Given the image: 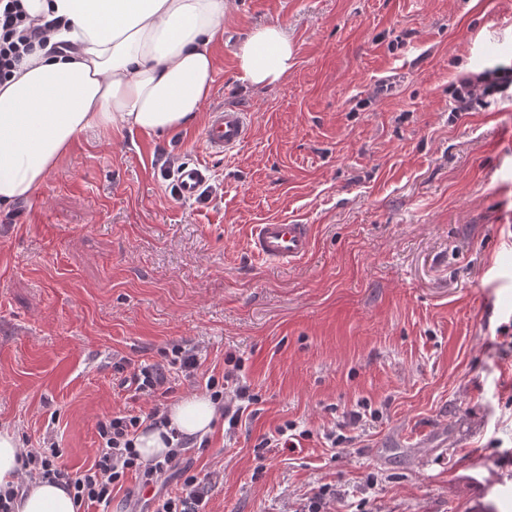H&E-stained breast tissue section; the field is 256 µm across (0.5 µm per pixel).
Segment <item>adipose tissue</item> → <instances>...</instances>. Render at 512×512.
<instances>
[{
	"instance_id": "adipose-tissue-1",
	"label": "adipose tissue",
	"mask_w": 512,
	"mask_h": 512,
	"mask_svg": "<svg viewBox=\"0 0 512 512\" xmlns=\"http://www.w3.org/2000/svg\"><path fill=\"white\" fill-rule=\"evenodd\" d=\"M50 23L35 49L0 83V207L31 197L72 142L88 132L161 135L189 126L209 96L228 0H22ZM240 79L261 89L295 66L285 28L255 29L235 53ZM217 416L209 395L181 398L168 426L139 430L142 460L163 458L169 431L202 437ZM16 512H77L63 486L31 483Z\"/></svg>"
}]
</instances>
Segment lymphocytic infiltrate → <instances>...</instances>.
I'll return each mask as SVG.
<instances>
[{"label":"lymphocytic infiltrate","mask_w":512,"mask_h":512,"mask_svg":"<svg viewBox=\"0 0 512 512\" xmlns=\"http://www.w3.org/2000/svg\"><path fill=\"white\" fill-rule=\"evenodd\" d=\"M36 36L21 0H0V81L7 80L33 50ZM511 90L512 64H495L459 81L455 90L457 109L468 111L473 102ZM166 357V365H146L122 379L123 387L134 388L140 396L154 400L155 405L143 415L118 413L99 422L100 443L90 467L71 470L62 463L61 450L50 444L24 449L22 459L27 476L63 483L73 491L76 504L106 507L112 501L113 490L123 485L126 476L132 473L140 478L143 486L154 487L155 493L144 504H133L129 512H201L204 499L196 476L185 477L180 493L173 495L164 490L168 472L182 464L184 456L195 446L193 439L179 438L161 460L141 461L133 447L134 437L141 427L156 428L167 422L165 412L156 405L157 400L169 392L166 368L190 373L197 367V352L190 345L173 346ZM226 363L223 376L208 377L205 387L217 404L221 419L233 428L258 398L239 380L241 361L230 357Z\"/></svg>","instance_id":"f902f5d3"}]
</instances>
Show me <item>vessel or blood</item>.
<instances>
[{"label":"vessel or blood","mask_w":512,"mask_h":512,"mask_svg":"<svg viewBox=\"0 0 512 512\" xmlns=\"http://www.w3.org/2000/svg\"><path fill=\"white\" fill-rule=\"evenodd\" d=\"M250 121L247 112L235 106L215 108L203 132L205 152L221 156L239 148L248 138ZM209 178L205 164L188 162L176 173V185L181 198L198 195ZM312 227L308 224L272 223L255 225L251 250L257 258L277 264L301 262L312 248Z\"/></svg>","instance_id":"1"}]
</instances>
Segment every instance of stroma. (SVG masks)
Listing matches in <instances>:
<instances>
[{
  "label": "stroma",
  "instance_id": "stroma-1",
  "mask_svg": "<svg viewBox=\"0 0 512 512\" xmlns=\"http://www.w3.org/2000/svg\"><path fill=\"white\" fill-rule=\"evenodd\" d=\"M229 5L194 124L81 135L0 209V427L85 468L99 421L152 407L122 373L194 343L199 368L173 374L163 406L230 356L260 397L188 455L205 512H304L322 488L324 512H512V97L452 99L512 63V0ZM276 24L296 66L245 88L234 50ZM223 104L250 134L211 159ZM188 161L211 169L191 200L174 185ZM288 222L312 225L308 256L255 259L253 225ZM287 422L299 444L262 447Z\"/></svg>",
  "mask_w": 512,
  "mask_h": 512
}]
</instances>
